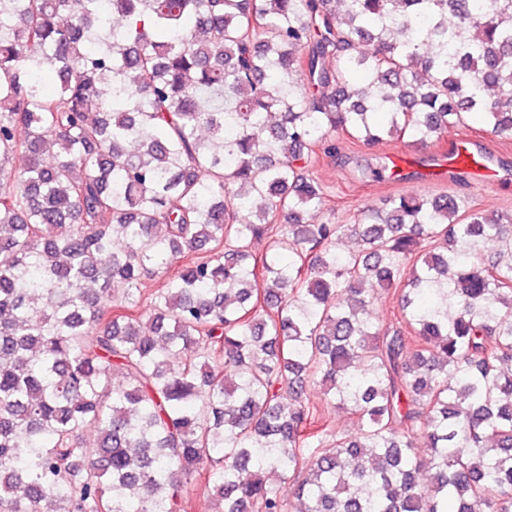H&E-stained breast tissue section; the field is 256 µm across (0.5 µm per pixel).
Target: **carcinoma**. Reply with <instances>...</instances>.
Wrapping results in <instances>:
<instances>
[{"label":"carcinoma","instance_id":"cac0c4a2","mask_svg":"<svg viewBox=\"0 0 512 512\" xmlns=\"http://www.w3.org/2000/svg\"><path fill=\"white\" fill-rule=\"evenodd\" d=\"M473 115L512 0H0V512H512V213L312 175ZM211 487L207 478L202 476L188 489L190 505L188 512H221L218 511V504L212 495Z\"/></svg>","mask_w":512,"mask_h":512}]
</instances>
